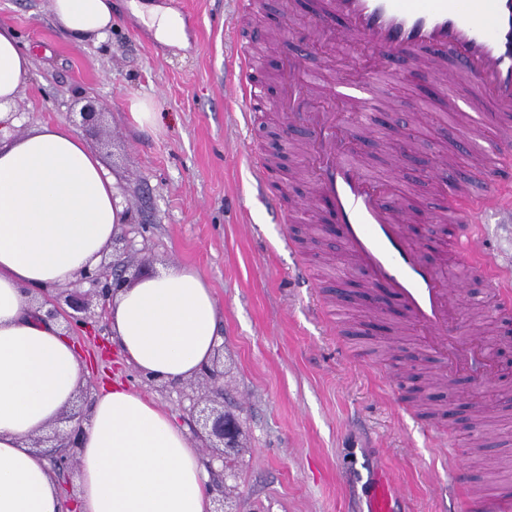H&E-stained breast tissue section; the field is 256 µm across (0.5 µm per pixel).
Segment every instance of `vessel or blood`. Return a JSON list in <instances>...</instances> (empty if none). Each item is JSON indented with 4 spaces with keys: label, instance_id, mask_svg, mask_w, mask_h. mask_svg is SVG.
<instances>
[{
    "label": "vessel or blood",
    "instance_id": "obj_1",
    "mask_svg": "<svg viewBox=\"0 0 512 512\" xmlns=\"http://www.w3.org/2000/svg\"><path fill=\"white\" fill-rule=\"evenodd\" d=\"M364 44L378 54L372 67L353 74L340 93L339 108L319 110L309 90L314 80L300 66H283L280 104L293 124L309 132L307 160L313 193L300 200V211H316V236L336 235L370 290L369 304L382 311L397 306L401 326L421 336L440 358L439 377L490 367L492 354L478 336L454 328L461 309L462 284L448 278L445 266L429 263L410 240L411 211L386 201L389 178L370 175L350 154L343 113L369 107L391 110L390 102L370 104L376 77L395 71L404 55L441 83L464 86L468 96L490 104L479 119L459 122L460 140L476 143L494 133L496 154L484 167L485 192L471 196L467 184L449 182L447 206L456 217V262L483 278L495 298L499 319H512V290L486 264L478 228L486 213L512 216V0H327L308 45L326 42ZM255 62L242 53L234 87L243 101L242 121H250L260 98ZM399 489L388 474H377L366 512H395ZM471 512H512L508 491L471 497Z\"/></svg>",
    "mask_w": 512,
    "mask_h": 512
}]
</instances>
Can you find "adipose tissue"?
Wrapping results in <instances>:
<instances>
[{"instance_id":"1","label":"adipose tissue","mask_w":512,"mask_h":512,"mask_svg":"<svg viewBox=\"0 0 512 512\" xmlns=\"http://www.w3.org/2000/svg\"><path fill=\"white\" fill-rule=\"evenodd\" d=\"M52 13L80 41L112 29V0H52ZM31 68L14 29L0 24V512H209L196 442L119 380L100 382L83 423L75 498L32 445L85 386L89 363L41 319L31 294L96 266L131 218L102 158L73 128L41 123L12 135L20 118L11 105ZM107 323L128 367L169 383L193 377L220 343L213 293L184 265L125 284Z\"/></svg>"}]
</instances>
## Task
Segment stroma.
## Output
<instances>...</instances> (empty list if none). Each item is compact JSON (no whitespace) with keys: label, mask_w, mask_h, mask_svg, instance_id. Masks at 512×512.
I'll return each mask as SVG.
<instances>
[{"label":"stroma","mask_w":512,"mask_h":512,"mask_svg":"<svg viewBox=\"0 0 512 512\" xmlns=\"http://www.w3.org/2000/svg\"><path fill=\"white\" fill-rule=\"evenodd\" d=\"M263 5L248 29L273 39L267 65L297 55L308 74L329 67L337 82L351 77L362 49L305 45L317 0ZM152 8L183 15L180 41L157 38L141 18ZM234 10L235 0H114L111 34L78 42L54 24L50 0H0V22L32 56V80L14 102L20 127L78 123L82 97L97 99L101 121L80 135L115 175L122 205L146 227L127 257L131 271L146 276L161 264L187 265L211 288L224 339V408L244 429L246 450L232 493L238 512H362L370 478L380 470L400 490L398 512H467L461 481L475 496L512 482V373L497 367L481 381L462 374L430 389L421 403L408 370L437 359L414 340L385 348L393 315L364 319L352 306L351 323L339 332L319 312L321 298L339 300L348 287V279L336 276L347 257L333 238L312 243L304 225L277 223L253 186L255 149L302 168L306 159L291 144L305 142L307 134L290 131L275 107L257 113L253 127L243 124L242 106L229 95L237 47L224 19ZM463 93L402 60L377 91L401 102L399 115L355 149L375 174L400 167L388 199L418 209L427 225L436 199L424 175L437 157H449L456 178L471 181L477 195L484 186L474 175L494 154L493 140H453L461 113L449 104ZM138 100L154 102L164 123L134 127L127 113ZM479 231L488 258L512 272V223L491 222ZM288 236L294 246L284 245ZM302 266L309 281L296 276ZM117 359L105 357L108 373L188 421V402L176 389L149 386ZM404 403L415 405L414 415L401 411ZM450 408L459 450L453 471L424 427Z\"/></svg>","instance_id":"obj_1"}]
</instances>
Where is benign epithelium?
<instances>
[{
    "label": "benign epithelium",
    "instance_id": "benign-epithelium-1",
    "mask_svg": "<svg viewBox=\"0 0 512 512\" xmlns=\"http://www.w3.org/2000/svg\"><path fill=\"white\" fill-rule=\"evenodd\" d=\"M100 112L95 101L88 98L80 109L81 125L100 122ZM112 253L103 258L99 267L86 269L79 274L71 288H60L45 298L46 316L64 319L66 334L88 324L93 316L104 319L107 305L118 288L128 281L125 254L134 250V240L123 236L112 242ZM88 285L82 289V285ZM181 390L189 400V415L193 422L194 438L199 442L203 455L208 458L211 474L210 512H232L226 508L230 487L226 480L234 478L238 470L239 437L243 426L240 420L224 412V354L218 348L211 362L201 366ZM85 415L71 411L58 419L51 435L34 439V447L48 449L52 470L68 486L69 474L77 465V448L82 435Z\"/></svg>",
    "mask_w": 512,
    "mask_h": 512
}]
</instances>
